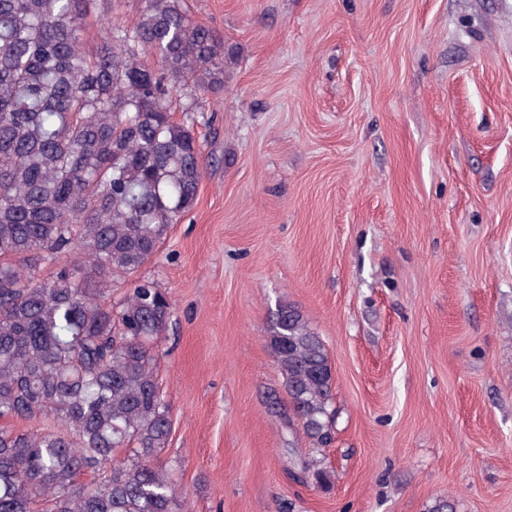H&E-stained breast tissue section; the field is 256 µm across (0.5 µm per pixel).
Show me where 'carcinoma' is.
Returning a JSON list of instances; mask_svg holds the SVG:
<instances>
[{"label": "carcinoma", "mask_w": 512, "mask_h": 512, "mask_svg": "<svg viewBox=\"0 0 512 512\" xmlns=\"http://www.w3.org/2000/svg\"><path fill=\"white\" fill-rule=\"evenodd\" d=\"M94 2L0 0V512H182L155 465L171 433L155 344L172 300L141 279L115 301L112 279L137 272L193 207L207 163L172 93L221 87L234 51L179 0H143L88 53ZM269 344L288 427L312 445L301 469L325 483L326 347L288 302Z\"/></svg>", "instance_id": "carcinoma-1"}]
</instances>
